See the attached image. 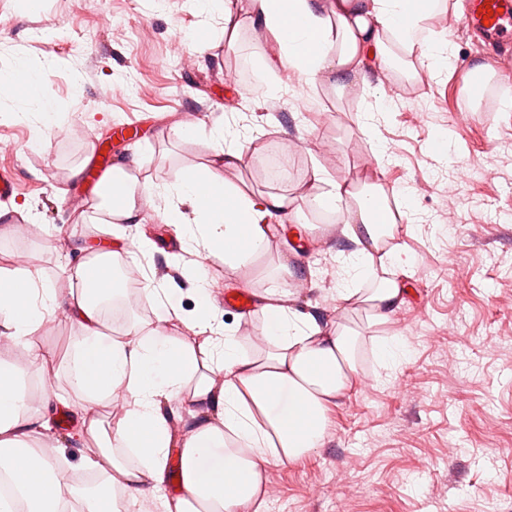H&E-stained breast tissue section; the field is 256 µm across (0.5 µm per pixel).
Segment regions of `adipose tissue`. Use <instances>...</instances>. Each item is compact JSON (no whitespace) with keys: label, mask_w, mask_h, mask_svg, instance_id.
I'll return each instance as SVG.
<instances>
[{"label":"adipose tissue","mask_w":512,"mask_h":512,"mask_svg":"<svg viewBox=\"0 0 512 512\" xmlns=\"http://www.w3.org/2000/svg\"><path fill=\"white\" fill-rule=\"evenodd\" d=\"M442 0H250L249 21L268 34L262 56L264 71L290 67L315 81L320 73L334 87L366 82L372 55H386L389 41L404 52L438 60L440 51L417 37ZM21 88L31 107L18 120L38 114L54 117L55 103L44 88L41 72L19 63L9 79ZM230 128L219 127L220 145L207 164L191 169L173 185L158 189L115 168V202L105 205L107 223L118 229L116 239L127 253L148 255L152 244L144 236H127L125 228L144 224L148 213L183 227L182 242L204 259H220L235 268L264 255L271 238L291 219L286 196L253 192L226 177L243 162L242 152L227 142ZM188 203L194 221L183 224L179 203ZM315 209L345 210L346 226L357 227L359 248L342 267L345 275L371 277L368 292L342 286L336 295L339 310L362 305L372 324L382 325L402 302L403 290L393 264L403 261L400 247L388 253L391 266L375 268L373 253L399 229L387 215L381 186L356 190L353 183L336 184L332 193L312 199ZM117 249L104 245L84 251L69 267L77 288L59 295L49 280L27 269L0 268V314L13 328L12 337L29 364H46L47 354L30 334L65 307L81 334L72 346L68 383L77 394L74 410L79 435L89 450L83 465L100 481L91 487L56 481L60 451L36 446L34 435L49 426L36 416L16 365L0 362V476L11 483L26 512H63L76 501L81 512H120L119 499L137 501L164 480L170 448L182 460L183 493L164 500V512H262V470L270 460L298 461L322 444L328 411L335 400L354 389L358 336L352 330L319 324L314 315L286 308L289 295L287 255L278 257V275L264 291L261 312L269 347L243 354L230 330L216 326L206 305L213 286L197 273L202 303L186 313L175 289L158 293L166 316L179 319L188 333L177 336L150 323H132L127 338L108 331L101 305L123 291L115 271ZM124 392L123 417L103 421L96 407L114 392ZM212 401L219 413L198 425L191 437L174 444L161 402L190 405Z\"/></svg>","instance_id":"ef3b65f1"}]
</instances>
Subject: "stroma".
Returning <instances> with one entry per match:
<instances>
[{"mask_svg":"<svg viewBox=\"0 0 512 512\" xmlns=\"http://www.w3.org/2000/svg\"><path fill=\"white\" fill-rule=\"evenodd\" d=\"M220 15L198 0H0V74L27 62L57 101L50 125L35 116L21 123L22 94L0 86V167L20 188L0 206L28 226L27 235L0 238V268L42 271L66 295L73 283L63 268L75 261L77 243L111 236L102 214L89 210L79 238L70 237L74 205L89 191L71 172L89 162L91 138L111 144L113 161L137 158L135 175L163 188L206 163L218 146L212 130L226 125L243 152L228 179L287 194L297 211L281 238L261 259L228 270L201 262L173 225L151 215L143 229L155 253L118 262L181 265L182 282L155 285L178 287L191 313L198 265L216 290L257 296L289 244L298 253L288 262L292 306L362 333L360 384L332 406L321 447L266 464L265 512H512V110L500 105L512 60L483 51L462 11L442 6L426 23L429 40L448 45L435 70L397 47L372 63L366 83L337 90L322 76L310 87L291 69L261 71L262 29L243 28L232 49L222 40L199 47V33L219 30ZM242 61L263 97L237 80ZM476 63L490 64L495 76L473 112L461 88ZM186 119L197 133L175 138L171 126ZM128 124L135 135L125 139L117 130ZM265 137L288 145V179L262 176ZM443 138L448 148H440ZM316 166L324 179L312 184ZM344 180L381 185L403 228L384 242L405 246L410 260L398 274L403 302L383 326L370 325L365 309L337 310L338 258L357 245L343 218L320 222L307 202ZM77 334L63 308L36 331L35 344L53 362L47 371L25 366L27 386L64 384ZM381 336L403 343L385 366ZM71 410L52 402L43 437L63 449L78 478L86 450L77 426L59 424Z\"/></svg>","mask_w":512,"mask_h":512,"instance_id":"1","label":"stroma"}]
</instances>
